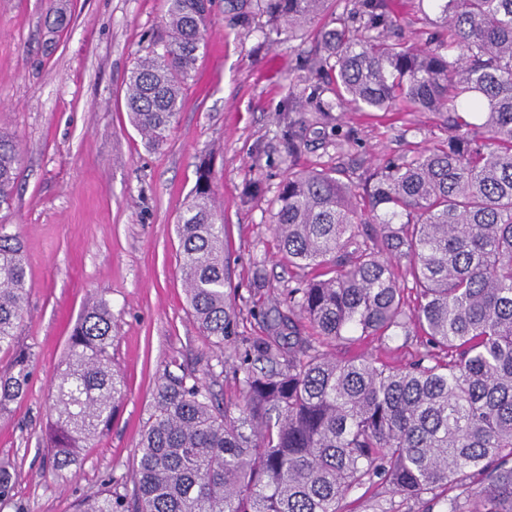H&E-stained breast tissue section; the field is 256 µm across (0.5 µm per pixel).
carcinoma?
Wrapping results in <instances>:
<instances>
[{"label": "carcinoma", "mask_w": 512, "mask_h": 512, "mask_svg": "<svg viewBox=\"0 0 512 512\" xmlns=\"http://www.w3.org/2000/svg\"><path fill=\"white\" fill-rule=\"evenodd\" d=\"M168 38L126 84L132 124L161 146L182 105L213 0H165ZM316 30L317 73L336 83L319 111L430 112L448 137L375 167L288 169L273 223L281 251L316 275L288 289L287 311L245 344L239 393L220 402L175 360L159 377L135 451L133 502L103 488L78 512H343L352 492L430 496L439 512H512V0H428L436 30L411 43L391 0H338ZM328 0H225L243 28L253 10L293 32ZM22 161L0 132V207ZM186 300L219 351L239 313L227 288L224 224L206 160L176 224ZM403 267L411 287L399 282ZM415 292V304L405 290ZM27 306L22 246L0 224V414L25 398L32 354L16 349ZM316 335H303L295 316ZM112 307L77 319L50 385L53 470L93 447L125 395L113 363ZM418 340L404 367L327 346ZM0 468V509L15 505Z\"/></svg>", "instance_id": "carcinoma-1"}]
</instances>
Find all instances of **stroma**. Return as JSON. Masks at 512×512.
<instances>
[{
  "instance_id": "obj_1",
  "label": "stroma",
  "mask_w": 512,
  "mask_h": 512,
  "mask_svg": "<svg viewBox=\"0 0 512 512\" xmlns=\"http://www.w3.org/2000/svg\"><path fill=\"white\" fill-rule=\"evenodd\" d=\"M51 25L48 0H0V131L24 162L0 224L24 246L27 312L17 345L35 355L24 400L0 417V464L16 477L24 512H75L103 482L131 495L134 453L166 363L178 359L234 399L238 383L193 321L180 273L176 224L209 158L238 289V333L264 336L263 312L311 276L281 252L272 221L289 168L363 171L446 137L428 112L333 113L322 123L309 97L320 80L312 34L270 30L256 14L235 25L214 0L212 21L166 143L148 147L130 124L126 80L164 36V0H65ZM303 94V111H289ZM305 124L296 143L289 122ZM116 321L112 354L126 384L112 424L77 470L54 476L43 439L48 390L74 324L94 297Z\"/></svg>"
}]
</instances>
